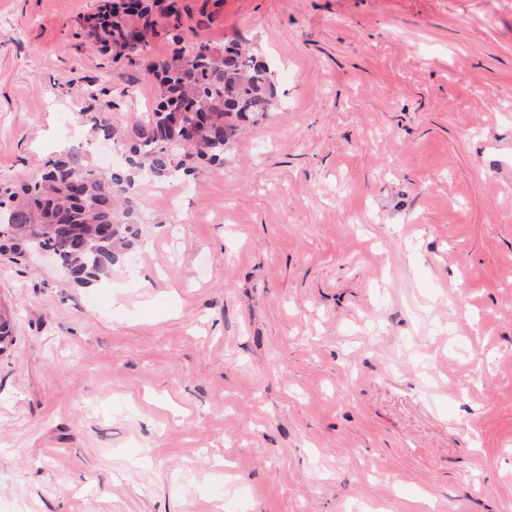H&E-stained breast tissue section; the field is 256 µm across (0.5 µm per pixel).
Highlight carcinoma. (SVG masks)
<instances>
[{
    "label": "carcinoma",
    "mask_w": 512,
    "mask_h": 512,
    "mask_svg": "<svg viewBox=\"0 0 512 512\" xmlns=\"http://www.w3.org/2000/svg\"><path fill=\"white\" fill-rule=\"evenodd\" d=\"M191 11L185 0H135L132 8L102 0L88 16L95 24L84 30L100 50L116 45L131 60L142 49L124 44V36L135 35L146 47L161 34L181 42ZM147 71L161 92L124 141L125 165L96 172L72 152L48 161L32 181L6 186L8 195L0 199V250L20 257L26 238L35 237L59 253L73 282L87 285L109 277L141 236L140 215L129 195L135 183L145 176L168 180L188 173L203 158L224 161L239 120L279 109L270 65L258 51L234 43L196 41L152 61Z\"/></svg>",
    "instance_id": "obj_1"
}]
</instances>
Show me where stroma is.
<instances>
[{
  "label": "stroma",
  "instance_id": "35a3bbf8",
  "mask_svg": "<svg viewBox=\"0 0 512 512\" xmlns=\"http://www.w3.org/2000/svg\"><path fill=\"white\" fill-rule=\"evenodd\" d=\"M99 4L0 0V184L158 97ZM191 5L283 109L109 279L0 253V512H512V0Z\"/></svg>",
  "mask_w": 512,
  "mask_h": 512
}]
</instances>
